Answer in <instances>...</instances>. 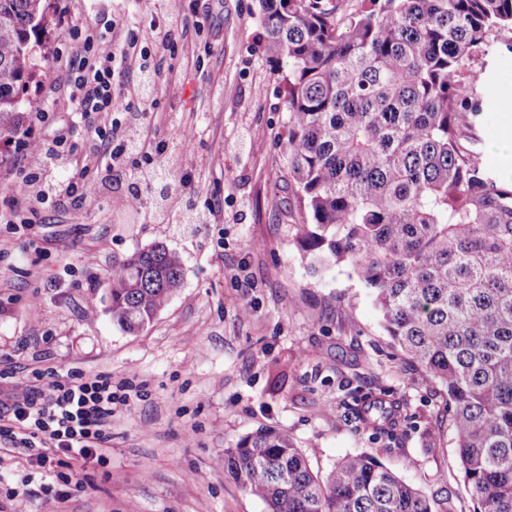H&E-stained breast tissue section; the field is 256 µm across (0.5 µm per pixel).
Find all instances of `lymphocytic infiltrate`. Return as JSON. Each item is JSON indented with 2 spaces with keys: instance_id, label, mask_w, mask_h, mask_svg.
Segmentation results:
<instances>
[{
  "instance_id": "lymphocytic-infiltrate-1",
  "label": "lymphocytic infiltrate",
  "mask_w": 512,
  "mask_h": 512,
  "mask_svg": "<svg viewBox=\"0 0 512 512\" xmlns=\"http://www.w3.org/2000/svg\"><path fill=\"white\" fill-rule=\"evenodd\" d=\"M113 29L109 21L101 27L74 29L70 47L56 58L57 69L70 77L69 111L86 116L104 114L108 123L95 128L82 166L67 178L53 175L65 158L67 134L50 141L11 143V150L22 154L26 161L25 182L32 193L26 209H1L0 222L29 224L31 215L48 203L64 205L74 218H82L100 190L99 181L90 175L91 169L122 168L132 160L138 163V186L128 190L124 202L134 210L144 207L141 186L154 181L160 173L157 160L163 153V143L121 131L120 118L129 114L146 120L162 75L141 48L137 33L130 31L117 38ZM121 69L138 73V100H131L116 85L115 75ZM116 401L108 376L88 377L73 371L62 381L44 384L30 380L19 391L0 397V438L10 447L37 451L43 465L54 454L100 460L110 440L112 406Z\"/></svg>"
}]
</instances>
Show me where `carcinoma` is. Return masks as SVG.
<instances>
[{
  "label": "carcinoma",
  "instance_id": "1",
  "mask_svg": "<svg viewBox=\"0 0 512 512\" xmlns=\"http://www.w3.org/2000/svg\"><path fill=\"white\" fill-rule=\"evenodd\" d=\"M258 0L271 58L288 66V173L308 215L296 240L312 273L338 267L365 288L394 345L445 390L478 512H512V182L476 162L486 101L475 59L512 53V0ZM50 0H0L1 145L25 132V92L50 76ZM162 243L112 266L110 312L149 325L181 288ZM387 431L398 405L356 398ZM226 469L269 512H435L369 453L324 479L287 432L224 450Z\"/></svg>",
  "mask_w": 512,
  "mask_h": 512
}]
</instances>
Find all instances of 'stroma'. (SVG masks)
<instances>
[{"instance_id": "obj_1", "label": "stroma", "mask_w": 512, "mask_h": 512, "mask_svg": "<svg viewBox=\"0 0 512 512\" xmlns=\"http://www.w3.org/2000/svg\"><path fill=\"white\" fill-rule=\"evenodd\" d=\"M257 13V0H165L159 12L153 0H52L48 59L69 41L65 14L137 30L165 78L149 130L165 143L167 177L144 188L138 213L124 207L121 170L79 222L50 204L30 227L0 223V390L78 371L111 376L131 403L112 418L105 463L48 469L0 449V512H44L42 497L21 491L29 475L72 480L57 512H268L224 468L225 448L262 427L288 431L319 475L366 452L454 512H476L446 395L392 344L347 270L312 275L296 241L304 211L284 165L287 68L270 57ZM170 14L187 19L172 52L154 29ZM484 67L479 150L512 179V53ZM68 94L63 80L31 84L26 124L48 110L43 132L71 125L79 146L93 130L72 123ZM157 242L179 254L183 286L144 330L123 332L109 312L111 268ZM355 389L398 401L396 425L359 422Z\"/></svg>"}]
</instances>
